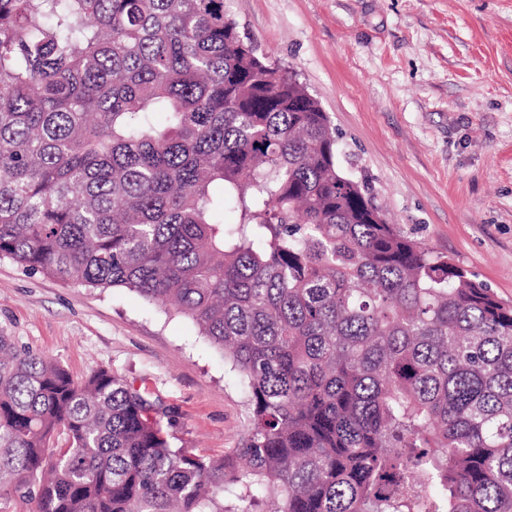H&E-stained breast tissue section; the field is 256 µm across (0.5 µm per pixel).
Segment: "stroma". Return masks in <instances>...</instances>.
<instances>
[{"instance_id": "obj_1", "label": "stroma", "mask_w": 512, "mask_h": 512, "mask_svg": "<svg viewBox=\"0 0 512 512\" xmlns=\"http://www.w3.org/2000/svg\"><path fill=\"white\" fill-rule=\"evenodd\" d=\"M258 54L297 75L404 235L512 304V0H227ZM0 331L74 380L106 368L171 415L175 446L237 447L250 408L197 326L125 288L0 258Z\"/></svg>"}]
</instances>
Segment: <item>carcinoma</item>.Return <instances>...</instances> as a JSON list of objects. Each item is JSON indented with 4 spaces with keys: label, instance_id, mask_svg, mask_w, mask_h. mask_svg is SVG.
<instances>
[{
    "label": "carcinoma",
    "instance_id": "1",
    "mask_svg": "<svg viewBox=\"0 0 512 512\" xmlns=\"http://www.w3.org/2000/svg\"><path fill=\"white\" fill-rule=\"evenodd\" d=\"M339 151L224 0H0V257L173 308L250 407L238 447L199 455L122 376L77 382L0 331V498L512 512V306L403 235Z\"/></svg>",
    "mask_w": 512,
    "mask_h": 512
}]
</instances>
